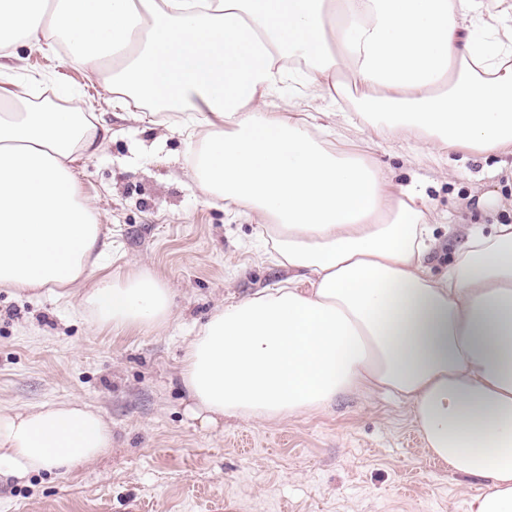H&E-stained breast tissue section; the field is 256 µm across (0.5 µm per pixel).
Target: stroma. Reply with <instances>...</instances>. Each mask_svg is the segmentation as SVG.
<instances>
[{"mask_svg":"<svg viewBox=\"0 0 512 512\" xmlns=\"http://www.w3.org/2000/svg\"><path fill=\"white\" fill-rule=\"evenodd\" d=\"M16 81L31 96L66 106L80 90L111 136L83 161L81 183L112 247L107 270L148 267L173 293L160 332L94 326L75 303L0 288V406L80 400L112 428V446L65 476L0 482V512H467L474 482L428 460L405 403L381 392L353 394L322 413L271 424L235 417L210 429L187 418L181 366L188 336L224 303L283 285L286 269L244 209L212 204L188 175L192 143L180 112L113 107L101 77L56 54L19 46ZM328 125L349 112L341 148L386 169L394 187L426 197L445 273L470 228L512 221V155L444 151L416 160L417 141L366 143L373 117L353 97L294 100Z\"/></svg>","mask_w":512,"mask_h":512,"instance_id":"stroma-1","label":"stroma"}]
</instances>
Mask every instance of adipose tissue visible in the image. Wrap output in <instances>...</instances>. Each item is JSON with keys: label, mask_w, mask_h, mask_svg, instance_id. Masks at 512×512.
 Returning a JSON list of instances; mask_svg holds the SVG:
<instances>
[{"label": "adipose tissue", "mask_w": 512, "mask_h": 512, "mask_svg": "<svg viewBox=\"0 0 512 512\" xmlns=\"http://www.w3.org/2000/svg\"><path fill=\"white\" fill-rule=\"evenodd\" d=\"M0 0V288L62 289L100 328L155 329L171 291L139 268L94 278L111 241L81 160L111 130L79 96L62 109L9 87L16 48L108 69L115 106L192 107L206 132L184 161L212 203L254 214L295 284L226 303L188 341L187 414L215 428L387 392L429 456L476 482L468 512H512V224L469 233L434 277L429 209L383 169L275 112L345 74L373 136L421 157L512 154V0ZM112 446L93 407H0V481L68 473Z\"/></svg>", "instance_id": "ef3b65f1"}]
</instances>
